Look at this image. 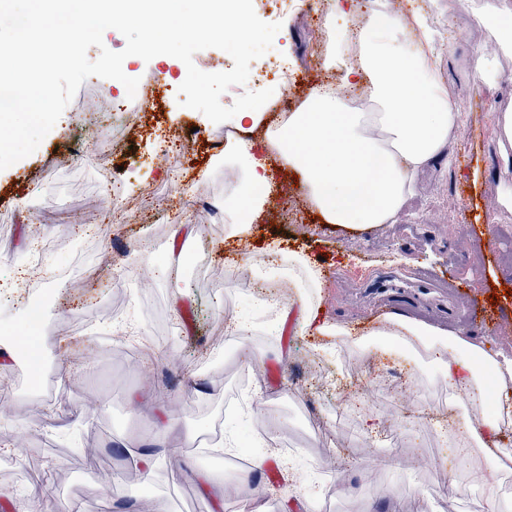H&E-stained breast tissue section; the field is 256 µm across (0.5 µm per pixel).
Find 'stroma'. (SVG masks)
<instances>
[{
  "instance_id": "stroma-1",
  "label": "stroma",
  "mask_w": 512,
  "mask_h": 512,
  "mask_svg": "<svg viewBox=\"0 0 512 512\" xmlns=\"http://www.w3.org/2000/svg\"><path fill=\"white\" fill-rule=\"evenodd\" d=\"M405 7L431 18L439 73L455 91L462 126L449 146L451 163L420 171L417 193L396 223L361 232L324 223L301 174L277 160L271 173L287 186V205L272 216L256 212L247 238H229L224 177L243 169L209 157L206 141L216 125L173 94L162 96L141 125L113 111L103 132L89 134L85 98L109 103L126 96L114 81L98 78L81 86L33 154L0 171V284L11 293L0 304V333L33 332L48 367L61 376L49 396L32 399L25 365L14 355L0 358V377L18 385L0 396V442L16 450L13 463L0 462V501L9 512H236V482L218 498L201 495L191 481L189 469L209 468L210 461L188 442L218 428L243 439L244 423L264 403L287 417V445L300 457L303 485L296 491L287 476L271 482L265 470L252 471L251 485L270 490L263 512H512V422L501 430L507 453L493 507L480 476L444 434L461 407L441 397L450 388L441 371L444 333L459 334L485 355L512 354V253L496 242L499 225H512V207L501 203L512 168L502 166L493 134L495 104L512 101V55L500 53L468 7L454 15L448 0H405ZM260 18L282 22L273 48L287 56L301 97L339 78L324 66L335 49L334 23L317 28L298 8ZM478 52L497 61L492 85L474 81ZM193 128L201 144L177 162L176 180L161 178L171 143ZM68 152L72 160L58 164ZM149 186L155 195L128 223L113 222L112 203L100 200L107 189L120 198ZM198 192L208 208L180 210V196ZM288 250L304 255L319 281L310 296L287 272L270 282L293 307L283 319L237 281L242 264ZM390 275L405 283L427 278L434 290L399 305L373 291ZM38 290L47 302L33 330L26 301ZM448 303L460 318L448 317ZM301 308L334 333L301 334ZM245 311L254 317L251 345L263 355L250 363L240 353L226 356L219 330L226 315ZM391 312L431 328L429 345L372 335ZM131 319L157 348L156 359L141 360L117 338L119 323ZM411 380L416 390L400 407L404 426L388 443L391 388ZM366 388L376 391L378 405L354 408ZM169 415L178 427L164 462L145 476L126 450L136 447L144 424ZM395 446L422 448L426 463L394 459ZM383 458L379 488L367 492L366 464ZM37 474L50 489L35 511L28 483Z\"/></svg>"
}]
</instances>
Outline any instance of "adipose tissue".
<instances>
[{
	"label": "adipose tissue",
	"mask_w": 512,
	"mask_h": 512,
	"mask_svg": "<svg viewBox=\"0 0 512 512\" xmlns=\"http://www.w3.org/2000/svg\"><path fill=\"white\" fill-rule=\"evenodd\" d=\"M358 9L359 0H328L329 12L342 21L339 43H359L363 60L353 66L340 55L327 65L340 70L344 86L365 89L376 111H353L326 86L300 111L268 126L259 140L247 133L267 126L261 103L228 113L225 123L246 133L231 149L243 164L244 179L224 200L232 237L249 234L251 214L265 203L271 156L302 172L306 194L325 223L361 230L396 222L414 192L418 170L449 157L461 114L453 90L433 68L429 17L416 18L418 43L412 46L401 39L397 16L380 11L359 26ZM504 413H512L511 402L500 403L497 414L484 418L480 427L463 418L449 428L451 440L467 449L472 470L482 472L498 463Z\"/></svg>",
	"instance_id": "ef3b65f1"
}]
</instances>
